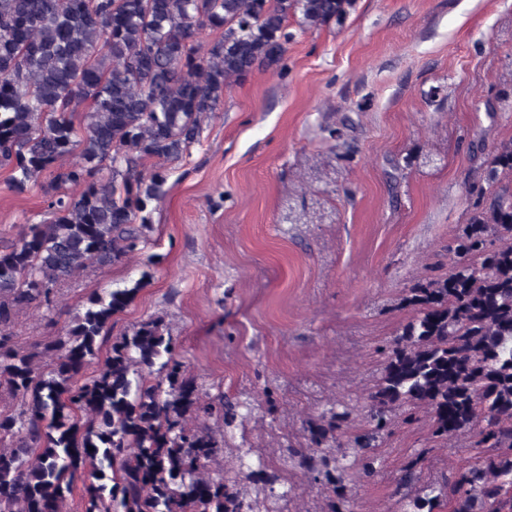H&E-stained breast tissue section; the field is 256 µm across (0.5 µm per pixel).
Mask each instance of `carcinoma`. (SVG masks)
Returning <instances> with one entry per match:
<instances>
[{
	"label": "carcinoma",
	"instance_id": "1",
	"mask_svg": "<svg viewBox=\"0 0 512 512\" xmlns=\"http://www.w3.org/2000/svg\"><path fill=\"white\" fill-rule=\"evenodd\" d=\"M355 3L0 0V168L18 194L52 176L49 221L0 250V396L17 401L0 414V512H61L78 477L84 512H273L272 499H288L245 442L233 475L211 469L253 407L202 392L164 317L116 338L80 379L148 274L88 297L44 343V369L12 328L23 311L52 309L59 283L138 249L142 212L166 194L162 164L199 142L231 81L281 65L289 19L341 25ZM206 29L220 36L204 49ZM484 165L488 187L448 244L450 271L401 298L412 316L382 349L365 424L333 404L306 422L307 447L286 449V463L326 488L327 512H353L349 477H374L384 433L422 410L433 438L468 432L477 452L429 481L417 453L401 469L399 512H512V141Z\"/></svg>",
	"mask_w": 512,
	"mask_h": 512
}]
</instances>
